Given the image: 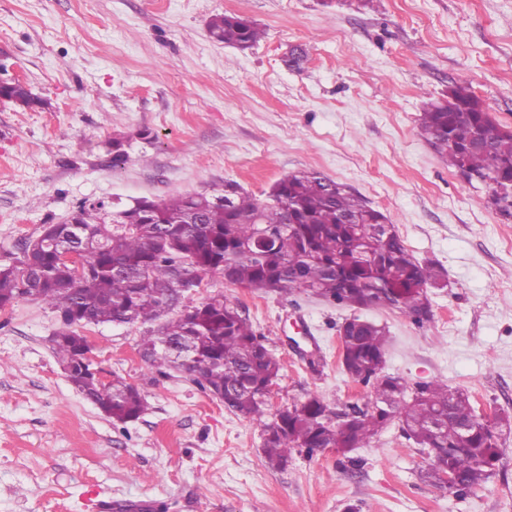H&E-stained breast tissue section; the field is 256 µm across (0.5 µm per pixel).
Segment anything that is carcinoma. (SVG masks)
<instances>
[{"mask_svg":"<svg viewBox=\"0 0 512 512\" xmlns=\"http://www.w3.org/2000/svg\"><path fill=\"white\" fill-rule=\"evenodd\" d=\"M214 40L248 49L262 38L257 24L234 15H215L208 23ZM0 98L21 108L48 102L22 86L0 84ZM421 136L448 159V167L481 177L488 203L512 217V194L493 184L512 182V129L497 123L480 98L464 83L448 88L421 113ZM481 132L486 146L468 144ZM109 208L81 202L73 220L82 227L50 224L22 248L12 265H0V306L19 297L42 302L60 314L62 326L54 350L71 384L113 419L127 423L145 413L148 402L121 378L99 386L78 367L86 337L75 326L143 323L163 320L178 308L177 276L185 265L217 273L232 284L265 292H309L348 307H393L415 323L429 320L427 288L438 284L440 270L410 253L395 225L386 230L384 213L345 185L318 171H301L281 180L262 202L234 182L212 194L172 197L147 209L139 204ZM351 216L356 224H343ZM81 254L90 271L76 274L59 257V248ZM387 343L385 328L374 322L346 329L341 364L372 388L373 399L352 409L347 428L318 397L306 400L298 414L273 424L263 408L262 388L279 376L281 365L262 343L248 318L216 295L196 306L193 318L182 313L142 336V356L158 369H177L211 394H224V408L257 423L269 466L280 468L295 448L310 455L326 448L346 453L362 448L394 419L428 454L425 477L443 486V475L458 478L456 491L485 483L499 460L500 437L475 424L469 397L434 380L414 388L399 377L379 379ZM196 366L204 367L200 375Z\"/></svg>","mask_w":512,"mask_h":512,"instance_id":"carcinoma-1","label":"carcinoma"}]
</instances>
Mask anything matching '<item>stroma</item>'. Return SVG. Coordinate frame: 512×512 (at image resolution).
Masks as SVG:
<instances>
[{"mask_svg":"<svg viewBox=\"0 0 512 512\" xmlns=\"http://www.w3.org/2000/svg\"><path fill=\"white\" fill-rule=\"evenodd\" d=\"M259 24L249 49L215 42L217 14ZM307 58L288 67L292 47ZM48 101L0 99V264L84 199L156 201L237 182L266 199L316 170L394 224L444 271L421 325L395 308L353 311L303 292L264 293L207 274L186 305L223 295L281 364L272 403L341 409L371 399L340 362L353 315L388 331L383 372L467 393L512 416V218L419 133L425 102L468 83L512 128V0H0V78ZM149 139H141V131ZM121 139L128 163L112 166ZM46 305L0 309V512H512V434L494 473L457 495L430 484L391 422L354 449L293 450L270 467L259 425L187 375L141 355V323L82 328L104 382L148 401L118 423L68 380Z\"/></svg>","mask_w":512,"mask_h":512,"instance_id":"stroma-1","label":"stroma"}]
</instances>
